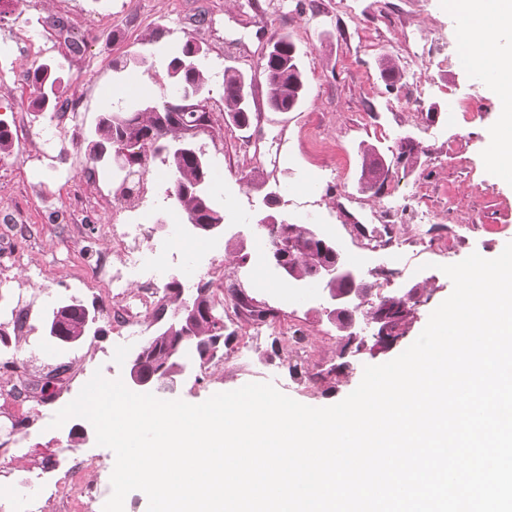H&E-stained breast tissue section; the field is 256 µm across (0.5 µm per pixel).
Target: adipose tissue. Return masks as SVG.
<instances>
[{"label":"adipose tissue","instance_id":"ef3b65f1","mask_svg":"<svg viewBox=\"0 0 512 512\" xmlns=\"http://www.w3.org/2000/svg\"><path fill=\"white\" fill-rule=\"evenodd\" d=\"M475 16L466 37L479 68L495 77L499 123L488 136L489 162L503 174L512 173V49L502 42L512 33V0H463Z\"/></svg>","mask_w":512,"mask_h":512}]
</instances>
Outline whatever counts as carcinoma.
I'll use <instances>...</instances> for the list:
<instances>
[{
    "label": "carcinoma",
    "instance_id": "1",
    "mask_svg": "<svg viewBox=\"0 0 512 512\" xmlns=\"http://www.w3.org/2000/svg\"><path fill=\"white\" fill-rule=\"evenodd\" d=\"M280 46L274 55L261 62V70L266 84L267 102L276 112H291L304 100L308 88L301 60V53L287 35L275 37ZM201 48L191 40L178 49L168 61L166 67L176 93L198 95L200 99L210 94V79L201 64ZM381 77L392 86L401 81L404 70L397 60L383 54L379 58ZM26 82L40 91L33 106L40 112L55 108L59 97L53 88L61 84L59 65L47 61L28 69ZM224 112L230 121L239 128H246L252 120L249 93L244 75L235 68H224ZM210 123L206 111L184 112L180 122L170 120L166 105H158L147 94H140L132 99L126 108L108 110L98 119L91 138L88 141L89 155L96 163L107 164L110 160L109 150L121 138L143 139L141 155L160 159L164 166V178L168 183L166 197L170 205L179 208L186 222L196 224L224 223V210L218 207L211 196L214 170L205 154L200 149L193 153L176 154L161 152L163 146H174L176 140L185 137V128L197 124ZM384 160L375 153H366L361 161V180L373 187L384 182ZM294 239L299 248L290 260L288 278L296 280L306 278L315 265L318 253L317 243L313 240V231L306 224L291 225ZM61 332L70 338L86 335L83 312L75 305H70L61 313ZM203 343L213 347L216 352L227 345L224 332L215 329V323L205 315H200L192 325L185 323L167 327L155 340L144 346L140 361V373L153 374L158 370L175 373L181 366V358L170 355L168 347L176 342Z\"/></svg>",
    "mask_w": 512,
    "mask_h": 512
}]
</instances>
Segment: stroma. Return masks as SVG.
Listing matches in <instances>:
<instances>
[{"label": "stroma", "instance_id": "obj_1", "mask_svg": "<svg viewBox=\"0 0 512 512\" xmlns=\"http://www.w3.org/2000/svg\"><path fill=\"white\" fill-rule=\"evenodd\" d=\"M451 0H0V118L14 147L0 154V512H102L112 494L115 456L106 447L71 441V423L55 414L77 397L95 372L124 378L129 352L153 332V308L127 323L117 316L138 284L106 293L95 287L98 263L122 267L124 226L138 210L155 222L135 243L150 253L165 282L208 285L224 315L228 344L221 361L196 368L178 399L197 404L253 382L311 406L344 399L368 365L386 363L410 346L432 311L452 292L443 266L471 253L492 259L512 241V178L490 169L486 134L499 121L489 84L455 66ZM290 35L301 52L308 95L294 111L267 104L261 56L273 35ZM205 50L210 76V132L197 138L223 185L213 198L228 224L250 222L274 186L291 187L272 206L291 224H315L355 254L373 299L417 288L414 314L396 340L377 352L347 339L322 309L318 288H298L269 269L254 236L207 239L203 251L173 255L164 243L163 179L145 175L140 191L118 200L117 178L93 163L88 138L103 111L120 106L130 85L158 102L173 100L165 63L186 41ZM80 52H72V42ZM416 48L422 66H407L390 86L378 57L405 62ZM147 55L151 64L123 71L115 61ZM61 65L64 109L34 111L38 91L26 70L45 60ZM232 66L248 79L253 120L240 129L224 112L223 76ZM419 154L408 163L399 143ZM388 167L382 186L360 179L364 152ZM253 183H245L248 173ZM427 211L437 236L464 237L443 251L416 216ZM429 223V224H430ZM392 225L404 247L403 272L387 273L385 256L359 250L361 225ZM78 298L97 310L99 334L60 345L44 321L60 301ZM268 310L254 320L249 307ZM28 314L16 330L12 313ZM63 376V396L43 397L40 384Z\"/></svg>", "mask_w": 512, "mask_h": 512}]
</instances>
